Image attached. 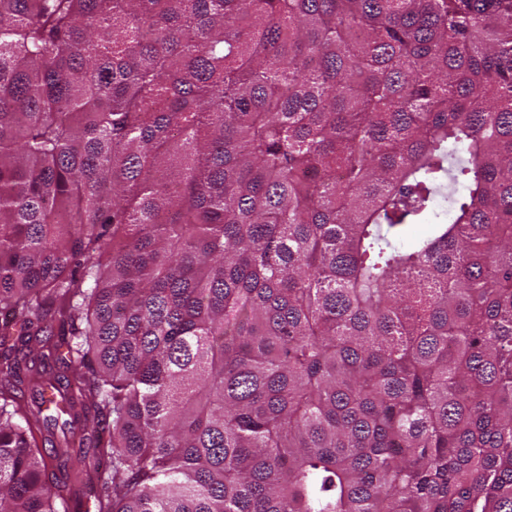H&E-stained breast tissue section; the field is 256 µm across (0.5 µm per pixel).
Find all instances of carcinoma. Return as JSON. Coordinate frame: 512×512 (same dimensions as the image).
I'll return each instance as SVG.
<instances>
[{"label": "carcinoma", "mask_w": 512, "mask_h": 512, "mask_svg": "<svg viewBox=\"0 0 512 512\" xmlns=\"http://www.w3.org/2000/svg\"><path fill=\"white\" fill-rule=\"evenodd\" d=\"M512 512V0H0V512Z\"/></svg>", "instance_id": "obj_1"}]
</instances>
